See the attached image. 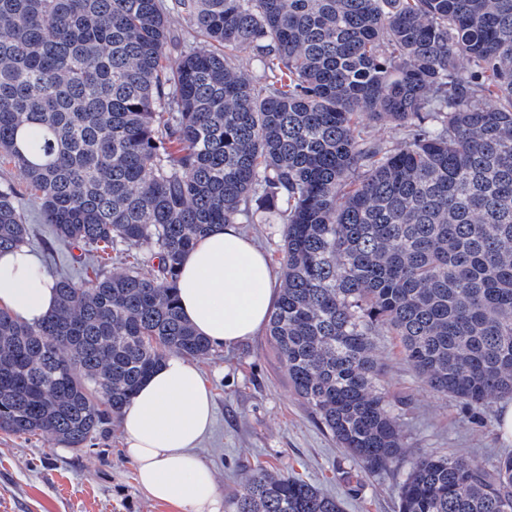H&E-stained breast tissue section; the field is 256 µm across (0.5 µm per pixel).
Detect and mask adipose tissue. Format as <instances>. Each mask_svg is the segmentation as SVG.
<instances>
[{
    "instance_id": "obj_1",
    "label": "adipose tissue",
    "mask_w": 512,
    "mask_h": 512,
    "mask_svg": "<svg viewBox=\"0 0 512 512\" xmlns=\"http://www.w3.org/2000/svg\"><path fill=\"white\" fill-rule=\"evenodd\" d=\"M277 299L268 258L234 224L202 237L180 268L181 313L216 347L262 330ZM56 304L54 282L33 253L22 247L0 254V305L34 324ZM212 418L211 393L196 366L181 355L167 356L119 416L126 456L147 496L180 512H223L212 471L192 454Z\"/></svg>"
}]
</instances>
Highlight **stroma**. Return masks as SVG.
<instances>
[{
    "instance_id": "35a3bbf8",
    "label": "stroma",
    "mask_w": 512,
    "mask_h": 512,
    "mask_svg": "<svg viewBox=\"0 0 512 512\" xmlns=\"http://www.w3.org/2000/svg\"><path fill=\"white\" fill-rule=\"evenodd\" d=\"M5 182L20 190L16 202L30 227L28 250L52 279L83 280L84 266L73 260L72 247L56 238L24 194V174L2 166L0 184ZM375 354L399 414L404 461L426 451H455L482 460L512 452V437L500 429L512 398L493 399L475 413L423 384L404 360L397 337H376ZM195 364L211 391L215 415L193 454L213 470L222 496L261 464L302 477L338 500L342 512H396L401 474L363 473L337 446L295 396L267 331L233 347L212 348ZM124 448L116 422L81 448L40 433L0 431V512H38L30 495L35 487L53 501L56 512H179L139 488Z\"/></svg>"
}]
</instances>
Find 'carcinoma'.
Wrapping results in <instances>:
<instances>
[{
    "label": "carcinoma",
    "mask_w": 512,
    "mask_h": 512,
    "mask_svg": "<svg viewBox=\"0 0 512 512\" xmlns=\"http://www.w3.org/2000/svg\"><path fill=\"white\" fill-rule=\"evenodd\" d=\"M6 163L96 259L36 324L0 306L1 431L80 448L168 355L208 354L176 290L224 224L282 225L271 345L363 472L403 464L381 333L437 393L512 397V0H0ZM28 234L0 185V253ZM225 507L341 512L261 466ZM397 507L512 512V454L423 452Z\"/></svg>",
    "instance_id": "cac0c4a2"
}]
</instances>
